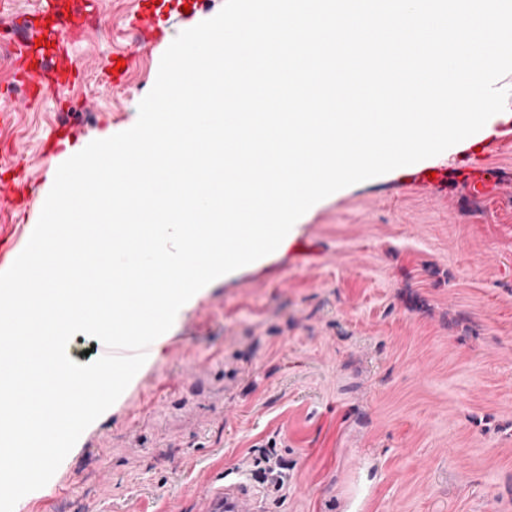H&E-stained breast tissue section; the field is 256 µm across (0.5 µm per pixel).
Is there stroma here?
I'll list each match as a JSON object with an SVG mask.
<instances>
[{
	"label": "stroma",
	"mask_w": 512,
	"mask_h": 512,
	"mask_svg": "<svg viewBox=\"0 0 512 512\" xmlns=\"http://www.w3.org/2000/svg\"><path fill=\"white\" fill-rule=\"evenodd\" d=\"M75 3L86 33L60 48L81 77L63 91L14 77L13 32L38 0L0 15V99L15 108L0 225L19 251L53 186L45 143L61 113L73 153L131 128L163 53L224 0L160 37L139 0ZM116 54L130 63L119 82ZM461 150L335 192L287 246L201 297L24 512H199L201 489L252 470L272 438L290 481L265 512H512V151ZM487 174L493 189L476 192Z\"/></svg>",
	"instance_id": "1"
}]
</instances>
